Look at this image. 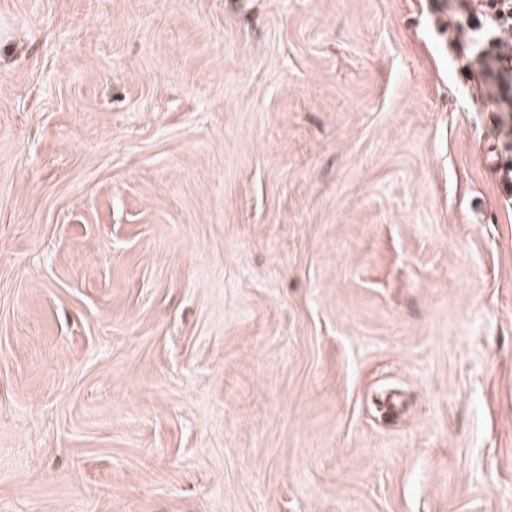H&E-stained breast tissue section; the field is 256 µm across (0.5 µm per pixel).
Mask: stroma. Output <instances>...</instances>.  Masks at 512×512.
<instances>
[{
    "label": "stroma",
    "instance_id": "1",
    "mask_svg": "<svg viewBox=\"0 0 512 512\" xmlns=\"http://www.w3.org/2000/svg\"><path fill=\"white\" fill-rule=\"evenodd\" d=\"M486 36L0 0V512H512Z\"/></svg>",
    "mask_w": 512,
    "mask_h": 512
}]
</instances>
